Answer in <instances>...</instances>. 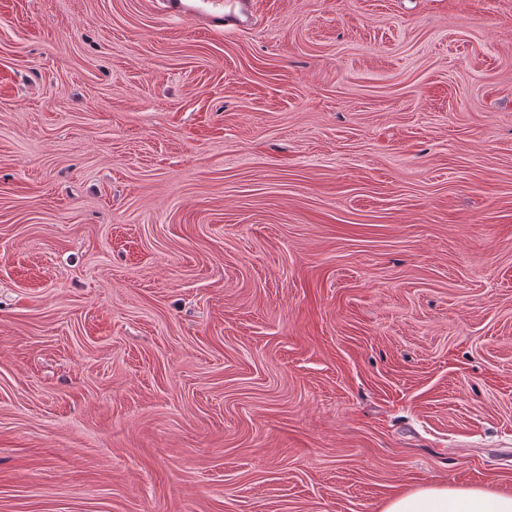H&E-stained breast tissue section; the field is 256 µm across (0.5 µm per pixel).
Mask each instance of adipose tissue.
Returning a JSON list of instances; mask_svg holds the SVG:
<instances>
[{"instance_id": "obj_1", "label": "adipose tissue", "mask_w": 512, "mask_h": 512, "mask_svg": "<svg viewBox=\"0 0 512 512\" xmlns=\"http://www.w3.org/2000/svg\"><path fill=\"white\" fill-rule=\"evenodd\" d=\"M382 512H512V493L433 483L393 495Z\"/></svg>"}]
</instances>
